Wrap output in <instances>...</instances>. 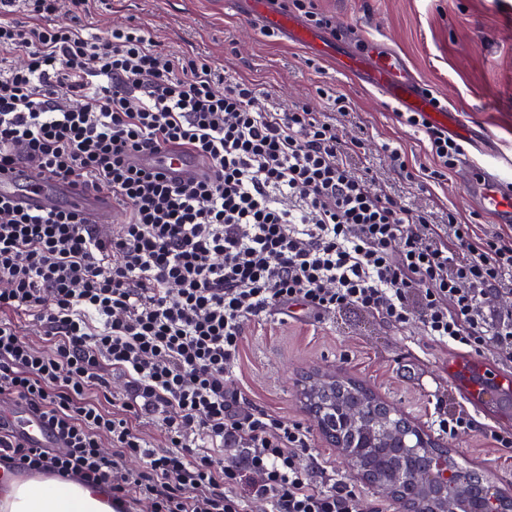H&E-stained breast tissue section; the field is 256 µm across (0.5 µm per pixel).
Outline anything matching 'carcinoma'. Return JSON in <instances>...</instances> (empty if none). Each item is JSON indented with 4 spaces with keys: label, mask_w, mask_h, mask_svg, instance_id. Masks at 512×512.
I'll return each instance as SVG.
<instances>
[{
    "label": "carcinoma",
    "mask_w": 512,
    "mask_h": 512,
    "mask_svg": "<svg viewBox=\"0 0 512 512\" xmlns=\"http://www.w3.org/2000/svg\"><path fill=\"white\" fill-rule=\"evenodd\" d=\"M312 407L333 425L336 439L349 448L358 469L393 484L408 499H414L410 479L416 465L424 458L437 457L427 438L352 382H338L322 390ZM383 433L393 435L392 444H377L376 436ZM461 470L463 466L457 461L448 462V479L439 484L442 497L457 498L459 480L455 473ZM470 512H503V504L498 495L487 493L472 501Z\"/></svg>",
    "instance_id": "1"
}]
</instances>
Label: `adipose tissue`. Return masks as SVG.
I'll list each match as a JSON object with an SVG mask.
<instances>
[{"instance_id":"obj_1","label":"adipose tissue","mask_w":512,"mask_h":512,"mask_svg":"<svg viewBox=\"0 0 512 512\" xmlns=\"http://www.w3.org/2000/svg\"><path fill=\"white\" fill-rule=\"evenodd\" d=\"M0 512H113L106 489L32 475L0 489Z\"/></svg>"}]
</instances>
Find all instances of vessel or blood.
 <instances>
[{
    "label": "vessel or blood",
    "mask_w": 512,
    "mask_h": 512,
    "mask_svg": "<svg viewBox=\"0 0 512 512\" xmlns=\"http://www.w3.org/2000/svg\"><path fill=\"white\" fill-rule=\"evenodd\" d=\"M253 11L265 27L290 33L297 44L315 47L319 35L309 28L299 25L288 14L271 12L266 8V0H255ZM340 70L348 75L365 77L376 90L388 94L402 108L427 114L440 125H447L448 111L435 108L420 82L414 78L394 79L391 62L377 61L364 56L342 55L338 58ZM139 168L163 173L172 180L187 177H204L207 170L195 159L179 150L157 154L140 155L134 158ZM469 188L478 208L497 224L512 223V175L493 167L476 173ZM68 195L78 210L92 224L111 222L114 211L112 199L108 196H89L67 184L46 181L36 173H27L24 178L0 176V195L16 199L24 207L33 211L52 209L60 195ZM463 362L455 360L448 368L450 376L460 381V391L468 402L483 410L500 409L501 397L512 391V376L506 375L490 363H480L475 377L462 376ZM12 424L17 434L50 445L47 428L36 418L23 410L12 415Z\"/></svg>",
    "instance_id": "1"
}]
</instances>
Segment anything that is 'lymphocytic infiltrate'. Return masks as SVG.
I'll use <instances>...</instances> for the list:
<instances>
[{"label": "lymphocytic infiltrate", "instance_id": "lymphocytic-infiltrate-1", "mask_svg": "<svg viewBox=\"0 0 512 512\" xmlns=\"http://www.w3.org/2000/svg\"><path fill=\"white\" fill-rule=\"evenodd\" d=\"M26 21H14L16 11ZM59 0H0V170L31 167L111 195L110 232L73 206L0 198V398L53 431L41 448L0 414V468L106 486L114 512H357L345 481H317L302 424L227 383L245 327L269 312L321 320L355 311L512 362V234L433 223L351 166L360 141L308 107L282 110L252 81L159 48L143 27L106 41L56 24ZM440 180L463 146L423 113ZM178 148L209 174L173 182L129 163ZM31 318L41 344L12 316ZM133 393L120 400L111 372ZM162 416L161 449L142 438ZM111 451H104L103 440ZM143 466L127 470L128 456Z\"/></svg>", "mask_w": 512, "mask_h": 512}]
</instances>
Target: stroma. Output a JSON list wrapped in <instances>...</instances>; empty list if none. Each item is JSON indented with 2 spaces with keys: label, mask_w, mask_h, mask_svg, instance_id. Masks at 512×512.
Wrapping results in <instances>:
<instances>
[{
  "label": "stroma",
  "mask_w": 512,
  "mask_h": 512,
  "mask_svg": "<svg viewBox=\"0 0 512 512\" xmlns=\"http://www.w3.org/2000/svg\"><path fill=\"white\" fill-rule=\"evenodd\" d=\"M317 12L333 16L335 31L320 35L340 53L359 51L404 62L424 88L455 115L459 130L481 133L486 154L479 166L512 165V0H314ZM92 31L106 38L113 24L147 28L167 51L201 56L229 75L258 84L270 104L308 105L332 117L345 138L363 149L352 161L375 182L410 206L445 222L448 214L474 223L479 233L496 224L466 199L464 166L444 180L408 181L391 166L386 146L397 147L413 168L432 167L423 135L401 126L389 103L364 81L339 73L336 60L296 45L287 33H268L250 0L238 9L225 0H92ZM345 93L348 115L335 114L320 90ZM456 349L426 336L420 322L398 329L355 312L314 320L305 312L275 313L246 327L240 360L231 379L255 406L312 428L298 397L301 380L323 369L355 380L418 422L456 460L481 464L495 482L512 480V453L494 447L483 431L489 417L470 409L448 381ZM471 410L474 425L454 436L436 430L437 413ZM316 469L351 483L359 512H395L391 500L353 475L320 434L312 436Z\"/></svg>",
  "instance_id": "obj_1"
}]
</instances>
